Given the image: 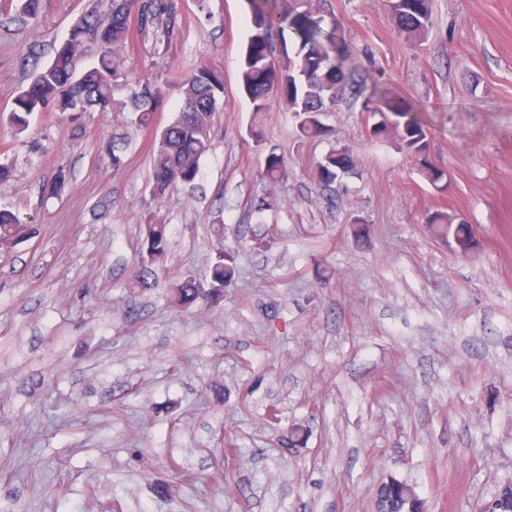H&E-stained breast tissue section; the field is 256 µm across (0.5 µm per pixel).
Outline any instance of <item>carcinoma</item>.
I'll list each match as a JSON object with an SVG mask.
<instances>
[{"label":"carcinoma","mask_w":512,"mask_h":512,"mask_svg":"<svg viewBox=\"0 0 512 512\" xmlns=\"http://www.w3.org/2000/svg\"><path fill=\"white\" fill-rule=\"evenodd\" d=\"M389 10L400 32L420 41L433 27L432 0H387ZM44 0H7L0 13L11 23L25 26L41 13ZM138 31H152L154 52L168 51L171 39L181 24L176 0H98V7L78 19L66 38L54 48L53 59L40 67L33 61L28 84L13 98L7 114L0 113L14 137L27 132L30 118L39 113L109 112L114 91L119 83L133 86L130 96L131 124L148 127L164 97V84L157 78L136 77L124 68L120 50L132 35L131 21ZM323 19L314 12L298 10L297 0H252L249 40L243 52L239 85L258 112L271 106L270 97L285 105L299 119L301 133L310 138L325 134L320 120L331 112L342 98L346 85L354 82L349 68L350 50L339 27L324 30ZM291 33L296 48V63L277 65L273 53L272 32ZM93 50L95 62L85 71L77 72L81 53ZM182 99L172 121L159 133L153 154L151 179L153 200L161 202L165 195L181 187H195L199 161L212 145V118L224 97V76L221 71L201 66L182 81ZM378 121L370 136L395 135L401 147L419 157H426L428 126L421 114L407 104L387 102L377 109ZM126 137L112 135L109 155L112 168L124 165ZM354 167L349 149L334 148L326 153L315 169V179L329 187L340 175ZM268 186H275L285 175L282 157L274 151L266 154L262 171ZM433 231L453 238L461 251L474 245L472 225L445 210L428 216ZM141 266L133 281L143 283L152 274V266L163 259L169 247V229L158 212L149 209L141 217ZM37 234V227L23 223L11 209L0 206V248H12L23 239ZM232 257L220 253L210 267L206 282L185 277L170 288L169 300L177 307L189 308L198 302L218 304L224 298V284L233 279ZM413 494L408 485L391 481L378 493V512H403L407 497ZM495 512H512V481L494 494Z\"/></svg>","instance_id":"1"}]
</instances>
